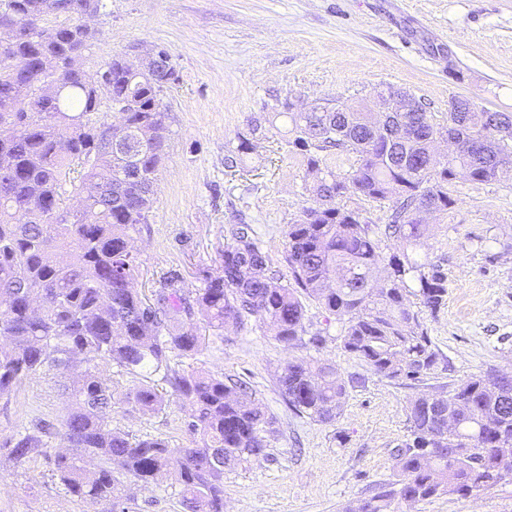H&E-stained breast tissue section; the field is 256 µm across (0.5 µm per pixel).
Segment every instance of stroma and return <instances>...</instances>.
<instances>
[{
  "mask_svg": "<svg viewBox=\"0 0 512 512\" xmlns=\"http://www.w3.org/2000/svg\"><path fill=\"white\" fill-rule=\"evenodd\" d=\"M97 35L82 60L95 73L123 54L167 51L175 80L161 94L171 138L158 175L150 221L136 234L135 286L151 293L167 272L195 290L220 270L219 252L237 224L253 225L275 266L284 264V230L314 200L306 166L288 143V120L264 134L249 123L286 97L337 99L348 105L390 84L421 99L435 121L448 103L512 113V0H103ZM254 148L235 168L224 158L240 138ZM455 206L438 217L423 253L448 274V304L427 318L428 333L452 371L439 384L496 369L512 374V177L457 181ZM307 340L285 346L260 331L226 329L210 337L203 367L249 383L279 433L266 459L224 476V512H341L390 481L392 451L407 433L412 381L374 375L346 352L341 326L316 302L306 303ZM315 357L356 383L341 417L321 424L292 412L275 380L288 361ZM65 377L53 370L0 396V512H95L52 476L64 451ZM47 425L44 446L14 460L6 447L18 433ZM112 425L139 438L191 448L185 409L170 399L159 413L125 405ZM176 485L137 487L130 512H183ZM415 512H512V483L472 497L438 496Z\"/></svg>",
  "mask_w": 512,
  "mask_h": 512,
  "instance_id": "stroma-1",
  "label": "stroma"
}]
</instances>
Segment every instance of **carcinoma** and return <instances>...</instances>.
Instances as JSON below:
<instances>
[{
  "instance_id": "carcinoma-1",
  "label": "carcinoma",
  "mask_w": 512,
  "mask_h": 512,
  "mask_svg": "<svg viewBox=\"0 0 512 512\" xmlns=\"http://www.w3.org/2000/svg\"><path fill=\"white\" fill-rule=\"evenodd\" d=\"M80 0H0V395L44 368L71 375V407L61 422L64 452L52 475L66 494L126 512L130 486L173 479L186 512H224V474L268 456L276 419L243 382L203 369L178 371L173 358H196L206 347L193 326L242 330L254 320L263 335L291 345L305 332L304 300L317 302L342 325L345 351L373 374L424 382L449 370L426 325L448 301L444 269L422 258L433 225L455 200L448 184L489 182L512 173V114L486 112L463 100L466 112L433 122L420 111L377 115L292 112L290 144L303 155L318 206L286 225L288 273L275 266L249 224H236L224 242L220 273L193 292L168 273L152 297L133 285V234L147 223L142 183L156 184L170 136L160 93L174 81L163 55L153 81H140L126 59L108 62V88L88 85L71 67L95 33L76 15ZM47 61L69 67L68 79L31 106L34 76ZM124 101L123 152L113 148L101 99ZM464 146L441 160L436 135ZM354 155L338 174L330 155ZM73 193L78 214L64 204ZM348 195L389 202L384 228L375 232L342 204ZM401 253L383 254L381 239ZM108 361L143 377L117 391L98 372ZM181 400L193 448L136 438L112 427V408L126 404L145 415L159 409L163 392L151 374ZM294 413L320 423L342 414L348 383L317 358L288 362L277 377ZM407 435L392 453L394 481L350 501L343 512H412L441 495L467 497L512 479V375H473L448 389L422 391L406 406ZM42 447L27 432L12 441L22 459Z\"/></svg>"
}]
</instances>
